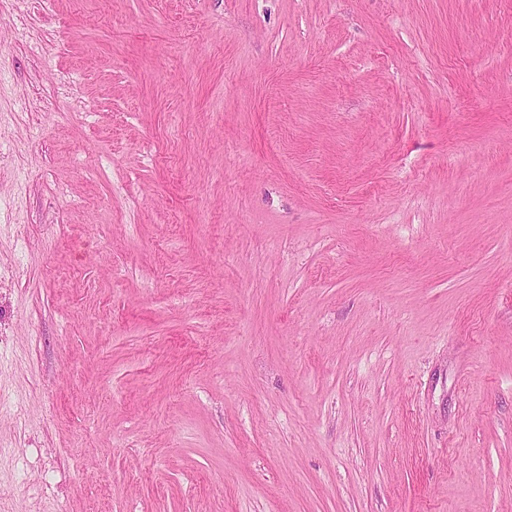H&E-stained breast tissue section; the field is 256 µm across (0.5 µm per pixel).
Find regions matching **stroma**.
<instances>
[{"label":"stroma","mask_w":512,"mask_h":512,"mask_svg":"<svg viewBox=\"0 0 512 512\" xmlns=\"http://www.w3.org/2000/svg\"><path fill=\"white\" fill-rule=\"evenodd\" d=\"M0 11V512H512V0Z\"/></svg>","instance_id":"1"}]
</instances>
